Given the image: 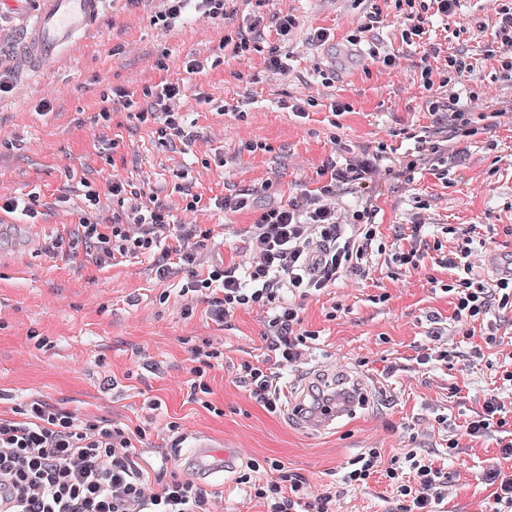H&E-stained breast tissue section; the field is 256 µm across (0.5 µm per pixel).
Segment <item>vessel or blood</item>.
<instances>
[{
  "label": "vessel or blood",
  "instance_id": "1",
  "mask_svg": "<svg viewBox=\"0 0 512 512\" xmlns=\"http://www.w3.org/2000/svg\"><path fill=\"white\" fill-rule=\"evenodd\" d=\"M40 10L36 15L33 32L23 56L30 67L41 68L52 61L58 53L79 40L96 22L100 0H39ZM358 406V396L347 391L340 400H333L317 410H310L303 399L291 402V415L305 429L321 433L342 418L353 414ZM199 451L186 473L197 478L209 475L221 468H232L235 456L231 451L213 452L210 443L198 440Z\"/></svg>",
  "mask_w": 512,
  "mask_h": 512
}]
</instances>
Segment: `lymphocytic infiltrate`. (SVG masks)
Segmentation results:
<instances>
[{"instance_id":"obj_1","label":"lymphocytic infiltrate","mask_w":512,"mask_h":512,"mask_svg":"<svg viewBox=\"0 0 512 512\" xmlns=\"http://www.w3.org/2000/svg\"><path fill=\"white\" fill-rule=\"evenodd\" d=\"M150 16L156 29L168 32L187 14L209 25L230 16L231 0H158ZM460 0H394L395 19L403 44L422 48L420 85L427 93L426 107L435 113L431 127L416 133L412 158H391L388 146L378 143L362 149L360 155L337 164L323 162L318 170L317 187L260 211H252L253 197L270 190L263 182L251 188L215 198L216 208L227 212L252 211L244 230L251 260L248 265H215L206 271H193L196 254L212 236L210 228L186 220L174 222L163 202L154 193L117 176L105 179V191L116 199L118 211L111 219L99 217L100 193L86 186L72 203L78 218L69 238H56L55 247L83 246L94 253L98 264L116 257L151 252L161 235L171 234L173 245L159 262L156 276L166 280L172 263L191 267L181 288L182 294L207 291L213 294L212 314L216 320L231 318L236 311L259 307L269 313L267 336L281 364L296 362L298 347L310 331L302 327V309L280 300L281 292L306 298L321 294L346 273L366 275L364 260L378 238L374 206L346 212L338 208L336 197L342 187L357 184L385 173L397 182L410 181L412 173L448 151L451 140L472 135L470 109L460 102L459 93L449 92L472 64L455 54L442 55L440 47L428 38L432 17L453 24ZM494 46L488 57L498 70L512 77V5L495 0ZM298 26L295 15L282 12L274 28H267L263 15H253L249 25L225 34L223 45L233 57L244 58L266 48L265 70L270 78L287 76L290 53L283 44ZM206 62L189 54L179 61L182 78L162 80L146 87L142 98L124 89L113 91L111 103L99 116L110 120L113 106L126 110L136 124H154L157 141L167 145L178 141L189 144L197 134L189 130L180 103L188 89V77L204 72ZM353 234H346V226ZM454 235L457 246L442 263L450 277L444 286L454 304L457 322L485 321L492 307L512 304V277L497 278L485 285L473 271V237ZM142 428L117 427L106 419H76L70 412L42 401L18 409L14 417H0V512H214L206 490L190 479L149 475L136 466L132 453L143 442ZM404 469L383 467L381 453L370 449L354 459L353 469L345 472L343 484L356 488L378 472L385 473L398 500L399 512H434L443 496L445 475L433 460L415 449H406ZM237 484L253 488L266 512H329L332 494L310 497L305 479L288 472L280 461H250Z\"/></svg>"}]
</instances>
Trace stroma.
<instances>
[{"label": "stroma", "mask_w": 512, "mask_h": 512, "mask_svg": "<svg viewBox=\"0 0 512 512\" xmlns=\"http://www.w3.org/2000/svg\"><path fill=\"white\" fill-rule=\"evenodd\" d=\"M38 0H0V57L14 60L12 93L0 97V195L38 190L37 223L8 215L0 222V415L39 399L76 417L104 418L114 425L140 426L146 438L138 463L165 459L167 474L182 475L193 453L194 437L212 436L241 452L242 461L265 458L283 462L320 493L337 485L348 463L369 449L391 459L404 448H419L434 459L448 480V496L437 512H493L496 487L490 471L512 473V460L499 453L501 428L472 441L466 424L480 412L485 397L497 393L512 404L503 369L512 370V309H492L487 324L464 336L454 323L452 299L441 282L448 272L430 266L406 273L392 261L398 249L396 227H409L415 211L427 219V241L443 251L455 241L442 227L474 231L489 254L512 259V118L485 129L473 120L475 135L454 143V153L431 169L415 172L403 191H393L381 176L369 193L343 190L355 208L372 198L383 251L368 257L370 272L348 274L319 296L304 299V327L315 331L300 362L279 365L266 336V314L238 311L228 322L214 321L210 300L185 301L178 290L189 272L181 268L166 281L155 276L156 260L129 257L117 265L97 266L85 250L49 257L46 248L75 218L59 204L82 182L98 181L107 170L133 183H147L179 214L182 200L171 190L173 170L183 168L203 198L229 194L267 181L268 203L311 186L329 157L344 160L358 147L385 141L406 153L408 130L431 125L433 116L417 82L420 51L402 44L396 25L380 24L360 45L347 41L360 24L369 0H265L260 11L273 18L290 10L300 25L288 49L293 69L284 80L267 78L263 56L238 60L220 44L228 29L246 26L252 11L238 0L226 25L208 27L186 16L174 30L149 23L155 0L127 9L107 0L94 28L79 44L41 72L19 59L32 33ZM459 29L434 20L433 42L461 53L473 65L458 89L479 94L484 112L512 101V80L484 61L494 15L484 0H462ZM334 34L323 45L308 43L313 29ZM382 47L407 55L395 77L378 73L368 54ZM190 53L215 60L199 79L213 106L187 93L183 109L195 124L198 140L189 146L163 147L150 128L135 127L123 112L110 121L98 118L112 90L134 93L177 70L155 69L157 59ZM331 79L319 106L307 119L288 112L286 102L320 73ZM49 97V108L40 100ZM350 112L333 116L332 100ZM227 114H218L219 106ZM246 112L245 120L230 110ZM259 144L248 152L246 142ZM212 238L200 251L203 265L243 263L249 259L243 229L247 215L205 208L196 215ZM387 294L386 302L376 297ZM192 315H183L184 304ZM494 343H487L488 334ZM223 347L224 363L209 373L214 411L192 402L188 370L194 348ZM447 360H439L440 351ZM262 363L275 387H296L312 368L325 367L360 382L368 398L356 416L333 432L315 435L297 425L287 407L265 411L240 379L243 363ZM178 422L168 431V422ZM458 448L449 449V440ZM229 472L203 481L216 496V512H262L261 505L235 484ZM333 512H396L388 480L374 474L368 484L337 496Z\"/></svg>", "instance_id": "obj_1"}]
</instances>
